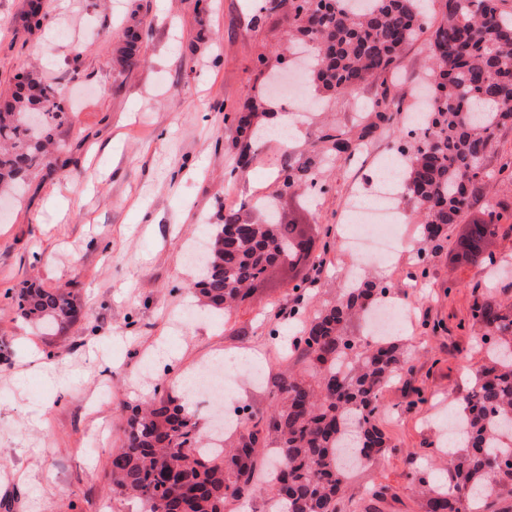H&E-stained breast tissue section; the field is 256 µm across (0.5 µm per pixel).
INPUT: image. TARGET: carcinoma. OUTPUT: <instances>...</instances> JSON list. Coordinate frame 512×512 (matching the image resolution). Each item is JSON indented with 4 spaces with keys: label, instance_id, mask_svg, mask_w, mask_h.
<instances>
[{
    "label": "carcinoma",
    "instance_id": "obj_1",
    "mask_svg": "<svg viewBox=\"0 0 512 512\" xmlns=\"http://www.w3.org/2000/svg\"><path fill=\"white\" fill-rule=\"evenodd\" d=\"M422 2L272 0V8L285 10L292 35L312 44L317 88L338 95L371 79L386 85L403 48L425 30ZM435 2L432 94L424 125L409 131L412 151L400 150L402 187L421 219L416 265L423 277L443 249L445 229L463 222L483 186L484 162L496 150L501 128L512 124V9L504 8L505 0ZM140 41L138 27L127 26L113 48V64L132 65ZM375 105L387 123L403 111L402 101L385 90ZM263 113L256 99L248 117L234 119L244 145L264 137L258 121ZM71 121L61 89L33 71L18 77L0 110V195L34 173L48 158L56 130ZM279 179L283 191L318 185L316 168L300 160L282 168ZM217 220L207 225L209 245L192 284L217 310L245 298L270 268L312 260L297 251V225L279 222L271 205L262 223L240 209H226ZM468 227L481 240L498 231L492 216ZM386 289L379 281L345 288L293 337V354L307 364L306 374L275 376V405L265 415L250 414L226 454L198 451L197 421L169 394L131 408L123 444L105 472L109 490L153 512H224L226 500L244 502L257 491L261 446L271 442L283 460L268 482L278 512H341L349 479L346 451L369 461L388 447L378 427L381 392L407 364L394 338L371 345L348 333L351 317L367 315ZM13 300L23 319L55 334L67 333L79 319V306L65 288L31 286ZM473 317L484 327L476 343L487 349L489 363L459 399V438L466 449L448 457L454 483L431 490L428 512H503L501 500L512 499V310L486 301L475 306Z\"/></svg>",
    "mask_w": 512,
    "mask_h": 512
}]
</instances>
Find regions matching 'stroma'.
I'll use <instances>...</instances> for the list:
<instances>
[{"instance_id": "obj_1", "label": "stroma", "mask_w": 512, "mask_h": 512, "mask_svg": "<svg viewBox=\"0 0 512 512\" xmlns=\"http://www.w3.org/2000/svg\"><path fill=\"white\" fill-rule=\"evenodd\" d=\"M41 26L27 21L28 0H0V95L15 75L38 72L62 89L72 125L23 192L0 209V512H141L138 502L110 493L105 470L123 438L124 411L169 392L174 379L197 372L215 354L251 353L265 376L302 371L280 350L294 334L283 310L294 304L301 276L272 268L253 295L230 313L202 305L191 293L195 273L187 248L200 242L218 212L243 208L260 219L253 196L273 201L285 224L308 225L313 254L324 272L307 286L305 318L342 293L349 275L391 286L404 300L414 282V244L420 226L404 214L409 247L385 262L364 261L337 242L349 197L365 192L377 155L395 136L372 109L378 82L328 96L304 80L298 101L302 125L288 142L254 143L238 162L233 117L264 97L268 114L284 112L266 93L268 74L291 81L282 52L288 42L283 11L268 0H206L212 38L200 42L195 0H41ZM138 14L144 40L138 61L120 71L112 50ZM426 36L409 43L387 88L407 112L415 88L429 79ZM363 136L361 157L337 154L321 164L329 135ZM317 164L316 195L281 193L277 170L289 157ZM512 127L485 161L489 173L467 219L499 215L488 244L512 265ZM462 230L449 225L444 250L428 267L403 343L410 363L383 390L378 422L390 442L375 460L352 472L342 512H426L427 495L411 473L425 468L431 485H448V447L438 411L445 397L466 391L472 368L484 363L474 305H512V274L487 282L481 269L451 260ZM36 284L65 287L82 318L64 336H47L18 317L12 296ZM169 345L166 361L152 355ZM231 381L222 409L268 411L270 386ZM108 399L97 401L100 389ZM425 401L412 405L413 389Z\"/></svg>"}]
</instances>
